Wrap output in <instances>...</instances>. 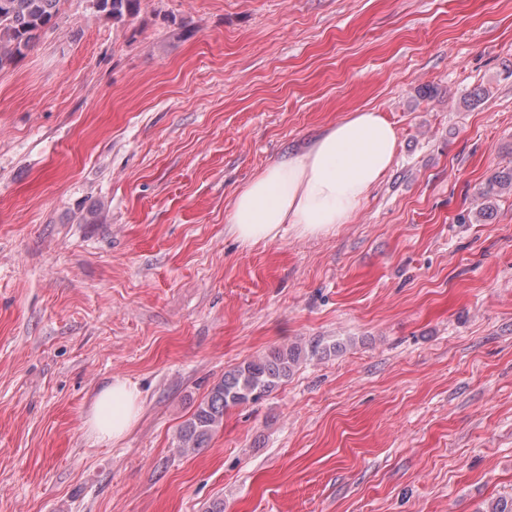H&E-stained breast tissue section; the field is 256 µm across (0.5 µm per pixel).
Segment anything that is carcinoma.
<instances>
[{
    "label": "carcinoma",
    "instance_id": "1",
    "mask_svg": "<svg viewBox=\"0 0 512 512\" xmlns=\"http://www.w3.org/2000/svg\"><path fill=\"white\" fill-rule=\"evenodd\" d=\"M60 0H0V69L24 54L40 33L52 28L58 17ZM97 11L115 21L136 14L139 0H94ZM303 349L295 346L244 363L224 373L192 417L180 428L178 448L188 455L205 447L213 433L223 425L224 413L232 406L257 401L288 378L299 363ZM324 352L320 342L305 353Z\"/></svg>",
    "mask_w": 512,
    "mask_h": 512
}]
</instances>
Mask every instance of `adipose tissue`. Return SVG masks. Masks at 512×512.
<instances>
[{
    "label": "adipose tissue",
    "instance_id": "obj_1",
    "mask_svg": "<svg viewBox=\"0 0 512 512\" xmlns=\"http://www.w3.org/2000/svg\"><path fill=\"white\" fill-rule=\"evenodd\" d=\"M396 130L381 112L364 109L322 129L309 145L274 162L235 196L227 222L245 245L271 242L284 227L317 235L349 221L391 167ZM141 411L136 384L124 377L96 395L86 425L100 443L121 440Z\"/></svg>",
    "mask_w": 512,
    "mask_h": 512
}]
</instances>
